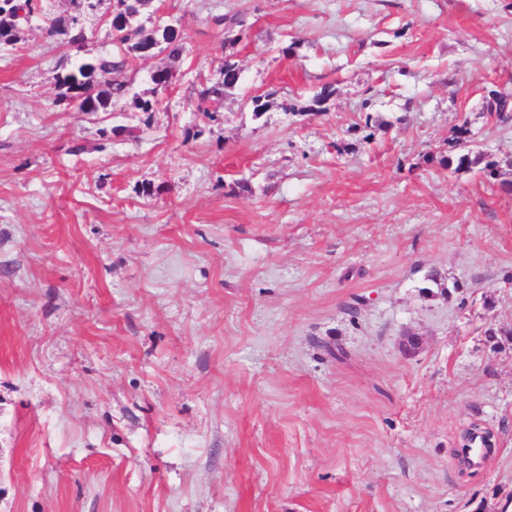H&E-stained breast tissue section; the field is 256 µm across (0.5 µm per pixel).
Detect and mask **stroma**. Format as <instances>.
Segmentation results:
<instances>
[{"label":"stroma","mask_w":512,"mask_h":512,"mask_svg":"<svg viewBox=\"0 0 512 512\" xmlns=\"http://www.w3.org/2000/svg\"><path fill=\"white\" fill-rule=\"evenodd\" d=\"M156 9L149 127L54 106L41 17L0 52V512H512V0ZM240 70L235 63L228 58H224L216 74L205 78V83L200 84L201 89L198 90L200 101L217 102L224 98V90L233 87L240 79ZM218 76V77H217Z\"/></svg>","instance_id":"stroma-1"}]
</instances>
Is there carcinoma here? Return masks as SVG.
Masks as SVG:
<instances>
[{"label":"carcinoma","instance_id":"1","mask_svg":"<svg viewBox=\"0 0 512 512\" xmlns=\"http://www.w3.org/2000/svg\"><path fill=\"white\" fill-rule=\"evenodd\" d=\"M12 13L0 16V41L15 45L19 40L22 24L29 21V0H9ZM104 0H71L72 12L67 17L52 15L51 4L44 3V16L47 20L46 34L60 41L65 48L75 45L76 32L81 16L94 11ZM111 6L122 7L117 25L106 20L112 39L113 54L100 56L92 62L80 64H62L51 71L50 80L57 89L53 101L55 107L64 112L109 113L115 102L125 99L132 86L128 76L133 60L146 56L148 48L168 52V56L177 57L182 52L181 37L166 27L156 25L150 34L131 41L128 29L131 21L148 6L151 0H109ZM240 79V70L235 63L224 59L216 74L205 78L198 90L201 101L217 102L224 98V90L233 87ZM495 114L504 119L512 112V95L492 93Z\"/></svg>","mask_w":512,"mask_h":512}]
</instances>
